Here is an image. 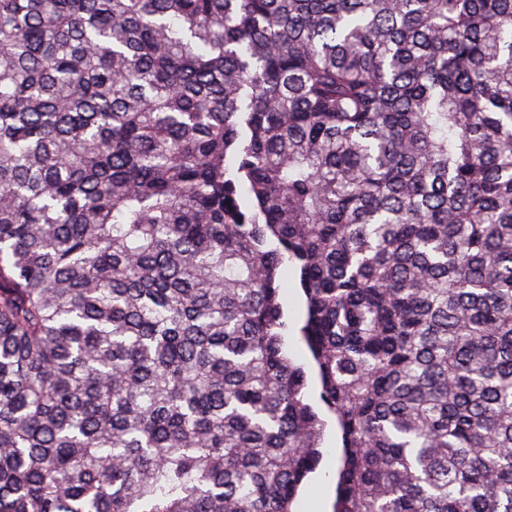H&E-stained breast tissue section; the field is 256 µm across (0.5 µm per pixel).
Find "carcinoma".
<instances>
[{
  "mask_svg": "<svg viewBox=\"0 0 512 512\" xmlns=\"http://www.w3.org/2000/svg\"><path fill=\"white\" fill-rule=\"evenodd\" d=\"M329 427L331 512H512V0H0V512H294ZM283 284V291L286 302V309H288V315L291 318L298 319L302 316L303 309L299 290L297 289V283L294 274L291 270L284 274Z\"/></svg>",
  "mask_w": 512,
  "mask_h": 512,
  "instance_id": "carcinoma-1",
  "label": "carcinoma"
}]
</instances>
